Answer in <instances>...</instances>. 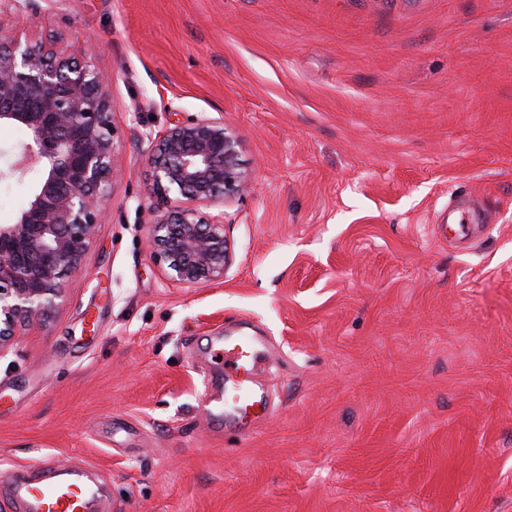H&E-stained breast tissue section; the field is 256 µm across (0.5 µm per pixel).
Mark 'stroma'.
<instances>
[{
	"instance_id": "1",
	"label": "stroma",
	"mask_w": 512,
	"mask_h": 512,
	"mask_svg": "<svg viewBox=\"0 0 512 512\" xmlns=\"http://www.w3.org/2000/svg\"><path fill=\"white\" fill-rule=\"evenodd\" d=\"M111 77L120 179L50 318L0 355V473L98 512H512V0H32ZM223 120L251 192L223 282L151 257V134ZM267 339L240 427L222 337ZM33 512H84L94 489L82 480L78 471H71L64 480L43 485L28 482L17 486Z\"/></svg>"
}]
</instances>
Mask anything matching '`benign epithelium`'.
I'll list each match as a JSON object with an SVG mask.
<instances>
[{"label":"benign epithelium","mask_w":512,"mask_h":512,"mask_svg":"<svg viewBox=\"0 0 512 512\" xmlns=\"http://www.w3.org/2000/svg\"><path fill=\"white\" fill-rule=\"evenodd\" d=\"M108 85L86 61L0 33V128L28 133L19 148L0 144V184L39 172L13 223L0 224V353L57 307L98 224L116 177ZM146 163L153 192L173 202L150 227L151 256L184 285L224 280L231 242L223 214L205 208L252 187L239 136L219 120L177 122L151 139Z\"/></svg>","instance_id":"obj_1"}]
</instances>
